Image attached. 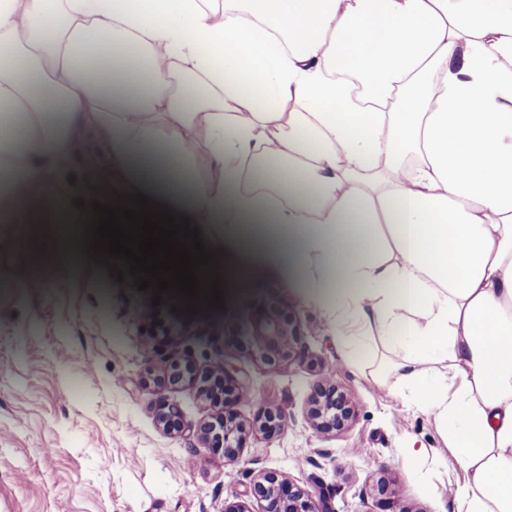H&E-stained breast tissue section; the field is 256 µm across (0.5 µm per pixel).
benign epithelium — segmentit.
Returning a JSON list of instances; mask_svg holds the SVG:
<instances>
[{"instance_id": "obj_1", "label": "benign epithelium", "mask_w": 512, "mask_h": 512, "mask_svg": "<svg viewBox=\"0 0 512 512\" xmlns=\"http://www.w3.org/2000/svg\"><path fill=\"white\" fill-rule=\"evenodd\" d=\"M246 336L251 344L249 355L260 358L273 370L287 363L302 364L308 358L300 330L278 305L266 299L251 305ZM217 363L220 367L214 371L172 357L163 373L149 372L147 376L158 387L159 417L171 432H183L184 424L177 404L167 391L191 387L212 400L214 413L211 420L201 424L198 432L222 453L225 460L235 463L250 434L274 436L283 428L285 416L263 411L251 421L239 420L235 408L242 400L251 398L250 387L236 378L222 360ZM354 414L351 398L333 381L325 377L316 385L309 398L307 418L317 432L341 431L349 425ZM251 495L262 503L261 512H330L325 498L315 499L291 480L273 473L258 476Z\"/></svg>"}]
</instances>
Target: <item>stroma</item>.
Returning a JSON list of instances; mask_svg holds the SVG:
<instances>
[{"label": "stroma", "instance_id": "1", "mask_svg": "<svg viewBox=\"0 0 512 512\" xmlns=\"http://www.w3.org/2000/svg\"><path fill=\"white\" fill-rule=\"evenodd\" d=\"M120 261L71 265L38 248L27 225L0 224V512H224L251 500L254 478L276 473L324 492L333 512H457L449 493L467 474L434 415L404 401L395 378L375 380L385 349L349 361L333 326L278 274L229 265L223 308L175 312ZM276 302L302 335L309 360L268 368L247 357L243 333L256 299ZM205 368L215 360L245 378L239 419L284 412L273 438L251 435L226 465L197 433L213 406L195 389L173 393L185 430L166 431L146 368L171 356ZM354 401L345 429L323 434L307 421L324 372ZM389 491L380 494L378 486Z\"/></svg>", "mask_w": 512, "mask_h": 512}]
</instances>
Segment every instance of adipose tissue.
Returning a JSON list of instances; mask_svg holds the SVG:
<instances>
[{"instance_id":"1","label":"adipose tissue","mask_w":512,"mask_h":512,"mask_svg":"<svg viewBox=\"0 0 512 512\" xmlns=\"http://www.w3.org/2000/svg\"><path fill=\"white\" fill-rule=\"evenodd\" d=\"M259 156L306 192L249 190ZM138 192L349 356L397 353L468 473L458 512H512V0H0V223L52 205L37 241L83 262L93 200Z\"/></svg>"}]
</instances>
